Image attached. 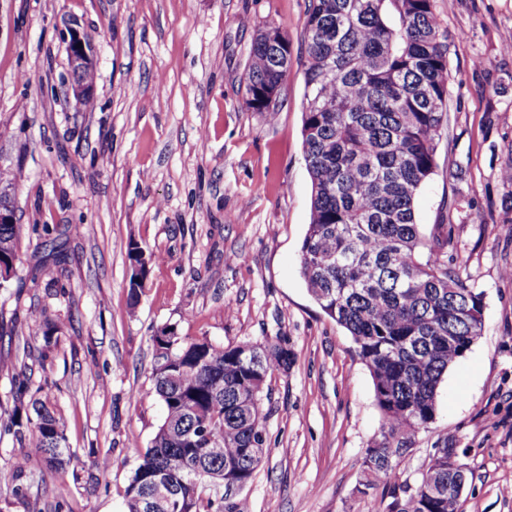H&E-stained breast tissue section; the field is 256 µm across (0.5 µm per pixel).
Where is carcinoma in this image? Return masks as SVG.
I'll return each mask as SVG.
<instances>
[{
	"mask_svg": "<svg viewBox=\"0 0 512 512\" xmlns=\"http://www.w3.org/2000/svg\"><path fill=\"white\" fill-rule=\"evenodd\" d=\"M303 154L311 181V216L301 244V275L312 299L352 337L368 368L382 415L380 438L367 448L366 495L387 480L416 434L432 424L443 376L481 335L484 294L441 260L443 225L423 237L415 200L438 168L448 126V32L433 0H309L304 22ZM288 36L275 24L258 30L250 49L246 100L254 112L276 110L290 65ZM73 84L91 105L93 63L70 62ZM15 177L0 165V206L14 205ZM24 225L0 224L3 263L18 276ZM128 247L132 302L147 266ZM57 326L39 322L46 362ZM154 390L165 417L125 489L126 512H146L144 476L161 471L185 512H244L243 489L264 458L261 396L268 376L290 353L281 339L253 353L250 344L187 340L168 325L152 336ZM25 443L11 475L33 467L68 468L72 453L52 403L31 397L10 421ZM439 448L414 486L390 492L384 512H462L463 465Z\"/></svg>",
	"mask_w": 512,
	"mask_h": 512,
	"instance_id": "carcinoma-1",
	"label": "carcinoma"
}]
</instances>
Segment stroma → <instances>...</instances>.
Listing matches in <instances>:
<instances>
[{
  "instance_id": "obj_1",
  "label": "stroma",
  "mask_w": 512,
  "mask_h": 512,
  "mask_svg": "<svg viewBox=\"0 0 512 512\" xmlns=\"http://www.w3.org/2000/svg\"><path fill=\"white\" fill-rule=\"evenodd\" d=\"M448 32V130L420 191L423 236L484 295V327L437 393L436 419L388 482L361 494L381 415L348 332L310 297L303 158L308 0H0V157L18 176L21 276L0 288V469L33 320L60 328L32 385L54 403L76 456L67 472L0 481V512H125L124 490L165 409L154 391L158 328L218 346L282 338L294 354L261 401L267 453L250 512H376L437 448L468 471L464 512H512V0H433ZM279 25L291 64L276 111L247 108L257 29ZM97 31L93 108L71 90L61 32ZM53 241L65 256L29 277ZM156 255L131 303L129 243ZM109 456L101 470L96 457Z\"/></svg>"
}]
</instances>
